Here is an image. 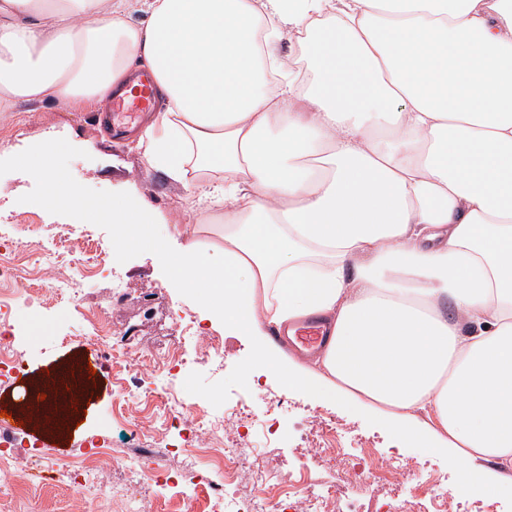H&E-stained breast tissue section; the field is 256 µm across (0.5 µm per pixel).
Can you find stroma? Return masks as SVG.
I'll return each instance as SVG.
<instances>
[{"label":"stroma","mask_w":512,"mask_h":512,"mask_svg":"<svg viewBox=\"0 0 512 512\" xmlns=\"http://www.w3.org/2000/svg\"><path fill=\"white\" fill-rule=\"evenodd\" d=\"M99 108L94 101L77 109L24 103L0 118V215L13 222L14 235L29 239L35 224H63L96 240L112 235L111 223L95 214L51 208L43 181L15 166L19 151L56 144L60 147L56 166L85 196L124 197L134 204H148L158 218L156 237L168 249L214 243L211 229L218 218L187 210L182 183L150 168L135 139L109 138L95 122ZM118 282L148 294L156 314L180 307L223 337L219 365L199 361L184 378L182 395L193 411L182 424L191 426L195 414L210 410L217 395L225 407L247 405L249 417L240 434L252 441L256 454L239 467L240 497L264 492V484L255 478L256 471L263 469L274 484L276 498L296 499L332 485L345 512H400L406 500L414 512H438L442 507L447 512H512L511 490L462 492L460 467L447 451L416 445L375 414L349 407L344 399L326 400L288 386L259 362L257 337L225 331L198 295L179 286L162 252L134 242L113 255L111 277L90 288L79 311L51 301L30 320L24 353L28 390L40 393L52 377L69 373L77 377L79 387L58 394L69 416L55 429L15 399L13 384H0V405H9L24 423L15 440L43 447L56 461L88 465L94 462L92 442L106 439L123 445L120 430L107 428L118 406L112 371L101 366L89 372L90 349L78 341L86 331L87 315L108 308L112 286ZM323 434L330 435L333 451L320 456L313 447ZM33 466V459L24 455L12 460L10 468L20 490L0 494V512H110L109 505L97 499L72 500L67 489L56 483L29 484Z\"/></svg>","instance_id":"obj_1"}]
</instances>
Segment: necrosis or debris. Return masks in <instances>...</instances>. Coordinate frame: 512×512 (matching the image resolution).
I'll use <instances>...</instances> for the list:
<instances>
[{"instance_id": "necrosis-or-debris-1", "label": "necrosis or debris", "mask_w": 512, "mask_h": 512, "mask_svg": "<svg viewBox=\"0 0 512 512\" xmlns=\"http://www.w3.org/2000/svg\"><path fill=\"white\" fill-rule=\"evenodd\" d=\"M49 232V225H39L34 239L20 242L0 223V384L13 381L22 367L15 344L22 334L18 321L20 307L43 305L50 296L80 305L86 289L105 270V260L95 254L62 264L61 253L43 244ZM171 323L164 347L157 350L142 343L135 329L114 328L110 312L97 313L89 319L88 325L95 336L93 351L108 356L119 368L117 394L121 412L152 405L165 419H179L185 406L169 374L191 365L192 358L185 348L186 340H194L200 354L221 357L222 339L196 325L190 316L172 318ZM150 375L157 378L154 388L139 391L140 379ZM237 417V411L215 409L199 418L187 441L188 447L215 451L211 462L217 476L207 484L206 512H269L268 497L255 496L243 501L228 490L248 451L244 448H221L217 442L219 432ZM127 433L131 448H115L106 442L98 444L96 455L99 464L108 466L113 459L125 458L130 469L136 471L159 457V449L143 444L138 424L128 423ZM29 454L38 458L43 470L50 472L54 482L64 484L74 499L83 501L104 496L111 499L113 512H144L148 496L146 489L129 488L115 494L101 489L94 471L83 468L81 464L54 463L37 448L30 449Z\"/></svg>"}]
</instances>
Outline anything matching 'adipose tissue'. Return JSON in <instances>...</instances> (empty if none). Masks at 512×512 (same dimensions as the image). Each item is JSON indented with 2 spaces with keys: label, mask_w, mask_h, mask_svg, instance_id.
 I'll list each match as a JSON object with an SVG mask.
<instances>
[{
  "label": "adipose tissue",
  "mask_w": 512,
  "mask_h": 512,
  "mask_svg": "<svg viewBox=\"0 0 512 512\" xmlns=\"http://www.w3.org/2000/svg\"><path fill=\"white\" fill-rule=\"evenodd\" d=\"M139 2L135 24L126 0H0V112L149 70L143 159L224 207L221 244L169 258L181 287L286 383L512 470V0ZM14 163L51 207L155 243L146 205L83 197L48 153ZM310 315L330 335L297 363L268 336Z\"/></svg>",
  "instance_id": "1"
}]
</instances>
